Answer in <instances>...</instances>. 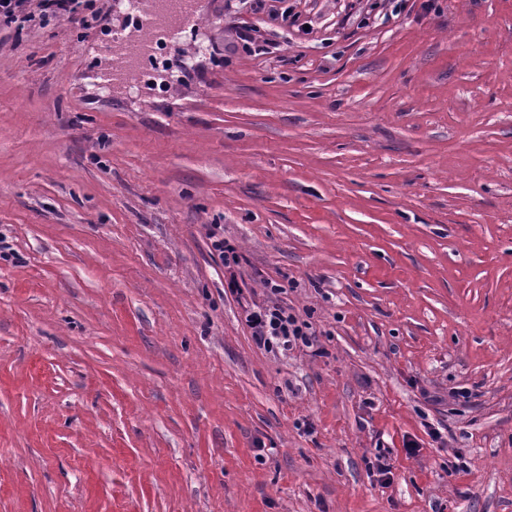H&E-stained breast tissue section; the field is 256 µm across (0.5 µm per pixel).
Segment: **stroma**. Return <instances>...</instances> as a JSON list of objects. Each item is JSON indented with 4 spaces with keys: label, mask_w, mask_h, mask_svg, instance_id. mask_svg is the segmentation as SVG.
<instances>
[{
    "label": "stroma",
    "mask_w": 512,
    "mask_h": 512,
    "mask_svg": "<svg viewBox=\"0 0 512 512\" xmlns=\"http://www.w3.org/2000/svg\"><path fill=\"white\" fill-rule=\"evenodd\" d=\"M118 32L0 24V512H512V0H205L109 92ZM237 39L241 42L245 51L258 56L275 53L278 45L266 39H262L257 28H243L238 32ZM131 48L124 41L113 42L106 50L108 61L101 67L99 74L105 85H112L121 75L120 65L116 62H122L123 54ZM113 62V63H112ZM245 321L257 348L288 354L297 348L312 349L314 355L323 356L325 350L318 345L316 331L279 303H252L245 307Z\"/></svg>",
    "instance_id": "stroma-1"
}]
</instances>
